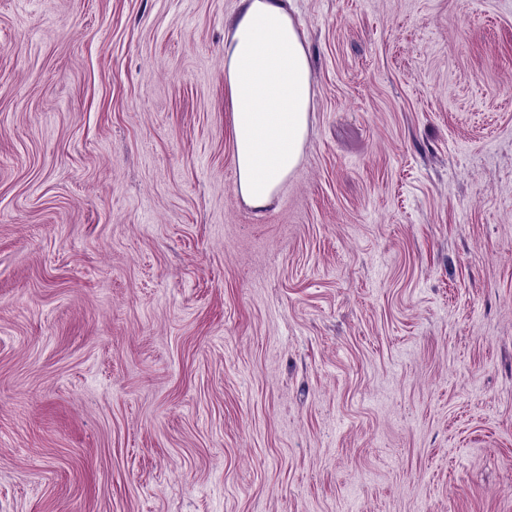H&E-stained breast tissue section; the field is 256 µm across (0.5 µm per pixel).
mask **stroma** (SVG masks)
Segmentation results:
<instances>
[{
    "mask_svg": "<svg viewBox=\"0 0 512 512\" xmlns=\"http://www.w3.org/2000/svg\"><path fill=\"white\" fill-rule=\"evenodd\" d=\"M237 0H0V512H512V0H295L242 200ZM292 0H239L224 39V89L238 190L266 206L299 164L314 92ZM261 105L263 112H254Z\"/></svg>",
    "mask_w": 512,
    "mask_h": 512,
    "instance_id": "obj_1",
    "label": "stroma"
}]
</instances>
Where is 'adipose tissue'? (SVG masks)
Returning a JSON list of instances; mask_svg holds the SVG:
<instances>
[{"mask_svg":"<svg viewBox=\"0 0 512 512\" xmlns=\"http://www.w3.org/2000/svg\"><path fill=\"white\" fill-rule=\"evenodd\" d=\"M224 89L238 190L261 208L299 164L313 108L310 58L287 0H239Z\"/></svg>","mask_w":512,"mask_h":512,"instance_id":"ef3b65f1","label":"adipose tissue"}]
</instances>
